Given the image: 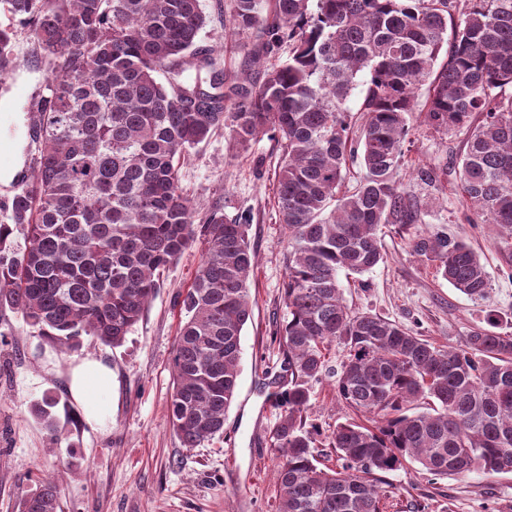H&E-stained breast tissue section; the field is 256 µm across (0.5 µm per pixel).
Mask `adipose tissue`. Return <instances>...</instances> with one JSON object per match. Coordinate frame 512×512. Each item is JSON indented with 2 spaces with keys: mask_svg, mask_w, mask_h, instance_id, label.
Wrapping results in <instances>:
<instances>
[{
  "mask_svg": "<svg viewBox=\"0 0 512 512\" xmlns=\"http://www.w3.org/2000/svg\"><path fill=\"white\" fill-rule=\"evenodd\" d=\"M70 393L87 423L102 428L112 418V369L101 358L87 356L70 369Z\"/></svg>",
  "mask_w": 512,
  "mask_h": 512,
  "instance_id": "obj_1",
  "label": "adipose tissue"
}]
</instances>
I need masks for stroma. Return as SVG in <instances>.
Wrapping results in <instances>:
<instances>
[{
	"label": "stroma",
	"mask_w": 512,
	"mask_h": 512,
	"mask_svg": "<svg viewBox=\"0 0 512 512\" xmlns=\"http://www.w3.org/2000/svg\"><path fill=\"white\" fill-rule=\"evenodd\" d=\"M207 24L201 45L213 50L225 71L252 68L249 50L257 34L242 36L225 16L230 0H202ZM13 75L0 81V114L16 122L0 129V168L19 163L0 199L14 194L29 172L35 149L28 137L26 108L43 87L48 61L36 49L29 25L17 27ZM405 144L400 179L407 192L425 199L427 228H447L480 256L489 276L488 300L474 301L436 275L432 264L415 255L414 224L384 225L380 236L385 260L363 275L341 272L349 305L399 322L440 347L459 345L488 319L512 333V242L491 224L463 218L456 160L464 149L462 132L442 134L414 112ZM282 149L265 135L241 148L227 130L217 129L181 160V186L198 212L222 203L227 216H251L249 237L258 263L250 283L252 316L242 332L237 396L224 431L196 448L183 447L169 416L171 358L179 328L176 300L193 280L206 246L197 243L163 276L145 316L117 348L84 339L79 350L62 352L29 335L20 314L0 313V512H12L21 492L35 489L40 477L61 488V512H277L275 471L280 457L270 431L277 420L272 378L280 369L282 348L275 338L287 316L281 297L286 273V234L275 206L276 173ZM436 168L440 183L430 188L413 180V170ZM112 369V421L97 430L85 421L68 390L70 366L86 355ZM53 393L61 433L51 438L32 415V404ZM351 412L336 396L335 379L310 383L308 420L320 434L314 456L320 466L338 468L329 436ZM385 512H512V473L433 476L418 466L383 474Z\"/></svg>",
	"instance_id": "obj_1"
}]
</instances>
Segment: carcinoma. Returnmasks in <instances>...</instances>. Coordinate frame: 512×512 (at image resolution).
<instances>
[{
    "mask_svg": "<svg viewBox=\"0 0 512 512\" xmlns=\"http://www.w3.org/2000/svg\"><path fill=\"white\" fill-rule=\"evenodd\" d=\"M309 2L231 0L234 29L265 40L251 49L258 71L230 79L198 44L201 0H0V79L17 67V21L33 23L50 65L28 107L30 175L0 201L9 220L0 224V312L20 314L64 351L84 335L118 347L160 275L204 242L180 295L169 411L186 448L222 433L256 252L249 215L215 206L198 217L180 187V157L220 126L241 147L273 132L284 150L276 207L288 317L277 336L289 375L274 393L277 512H384L380 474L408 461L433 476L512 472V336L492 330L497 319L444 350L351 310L339 281L342 270L362 275L383 261L381 226L423 223L420 200L399 184L423 84L427 126L471 130L457 164L465 220L512 238V0H316L314 11ZM285 41L288 58L263 65ZM360 85L365 122L354 140L344 104ZM354 163L364 175L344 191ZM16 228L22 246L11 240ZM411 248L456 290L488 296L480 257L446 229L416 233ZM336 343L346 351L333 370L336 394L365 421L336 425L342 466L324 469L307 427L309 382L330 371ZM422 400L437 407L413 411ZM56 406L51 393L32 405L53 436ZM59 508L60 486L48 479L16 502V512Z\"/></svg>",
    "mask_w": 512,
    "mask_h": 512,
    "instance_id": "obj_1",
    "label": "carcinoma"
}]
</instances>
